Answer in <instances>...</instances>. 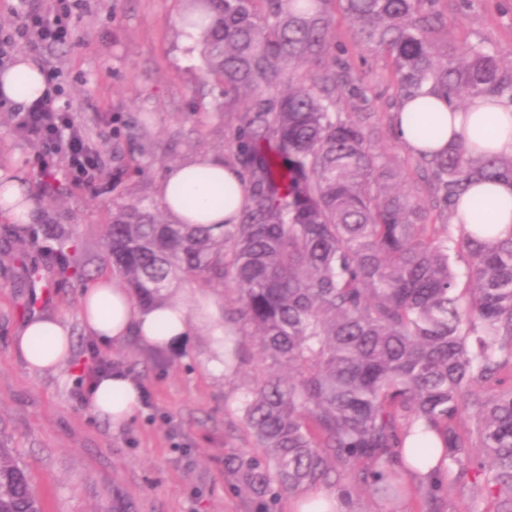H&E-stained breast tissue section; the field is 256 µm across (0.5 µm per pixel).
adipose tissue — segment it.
Returning <instances> with one entry per match:
<instances>
[{
	"label": "adipose tissue",
	"instance_id": "adipose-tissue-1",
	"mask_svg": "<svg viewBox=\"0 0 512 512\" xmlns=\"http://www.w3.org/2000/svg\"><path fill=\"white\" fill-rule=\"evenodd\" d=\"M46 90V75L27 58L0 73V97L20 104L39 98ZM427 109L435 128L434 136L421 140L410 117ZM468 117H461L454 106L440 94L401 101L395 120L399 138L412 152H439L459 136L467 135L493 153L512 154V106L500 99L479 96L468 105ZM224 189L223 205L213 203L217 189ZM472 196L489 199L492 216L471 207L469 198L461 199L451 217L455 224H482L492 221L498 232L512 231V183L495 181L475 185ZM166 212L187 224H235L246 203L242 174L223 158L206 156L171 167L158 189ZM193 198L195 206L187 210L184 198ZM80 312L87 334L106 342L122 343L135 336L148 346L163 348L184 340L194 329L208 328L215 335L225 333L224 311L215 296L199 294L186 298L173 293L161 305L139 307L127 289L103 276L80 296ZM73 340L67 323L58 315L37 314L27 318L18 331L14 347L30 369L40 372L58 370L70 358ZM141 391L136 382L117 372L102 377L89 393L93 413L121 426L136 416Z\"/></svg>",
	"mask_w": 512,
	"mask_h": 512
}]
</instances>
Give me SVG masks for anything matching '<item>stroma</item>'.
Here are the masks:
<instances>
[{
  "label": "stroma",
  "instance_id": "1",
  "mask_svg": "<svg viewBox=\"0 0 512 512\" xmlns=\"http://www.w3.org/2000/svg\"><path fill=\"white\" fill-rule=\"evenodd\" d=\"M331 42L344 66L361 74L365 98L341 97L342 112L371 113L374 147L399 173L398 187L426 194L416 158L391 122L399 100L382 56L355 46L338 0ZM181 0H77L73 37L36 53L64 80L63 102L101 152L100 178L48 194L40 147L18 130L11 105L0 103V171L25 187L37 209L32 224L0 218V441L24 466L44 512H250L224 459L252 450L239 401L264 363L250 337L233 371L209 366L215 338L200 328L175 347L129 337L121 344L86 336L82 288L113 269L104 248L114 203L157 198L167 170L201 156L229 158L232 112L201 116L213 99L195 42L180 25ZM444 24L459 41L492 46L512 62V0H446ZM62 226L77 246L82 270L62 274L48 234ZM53 312L70 326V362L54 372L29 369L14 350L20 324ZM132 378L143 398L136 418L115 426L82 397L93 358Z\"/></svg>",
  "mask_w": 512,
  "mask_h": 512
}]
</instances>
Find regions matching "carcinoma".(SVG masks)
<instances>
[{"mask_svg": "<svg viewBox=\"0 0 512 512\" xmlns=\"http://www.w3.org/2000/svg\"><path fill=\"white\" fill-rule=\"evenodd\" d=\"M330 2L182 0L219 107L245 104L232 151L250 203L237 224L176 222L147 197L117 204L105 248L142 308L185 280L233 284L224 322L251 329L269 363L240 407L257 452L224 461L252 512L320 484L348 498L351 474L386 512L411 493L438 512L451 475L512 512V389L495 390L512 374V233L449 223L471 184L512 181V155L460 140L419 156L423 200L390 190L370 114L337 110L364 90L359 74L324 63ZM339 2L353 42L389 62L399 99L429 86L465 117L481 95L512 103V64L482 43L437 40L441 0ZM54 238L67 269L69 236ZM240 357L224 337V364ZM431 434L443 473L422 484L401 449ZM0 512H43L2 447Z\"/></svg>", "mask_w": 512, "mask_h": 512, "instance_id": "obj_1", "label": "carcinoma"}]
</instances>
